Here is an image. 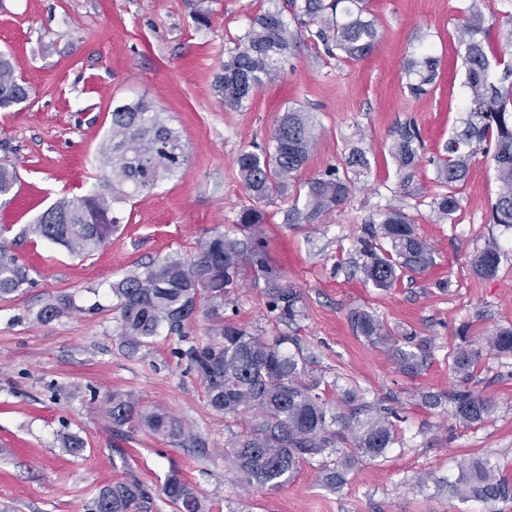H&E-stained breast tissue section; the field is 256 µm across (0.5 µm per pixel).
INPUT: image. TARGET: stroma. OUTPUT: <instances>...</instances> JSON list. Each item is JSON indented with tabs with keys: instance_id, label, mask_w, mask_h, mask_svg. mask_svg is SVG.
Here are the masks:
<instances>
[{
	"instance_id": "35a3bbf8",
	"label": "stroma",
	"mask_w": 512,
	"mask_h": 512,
	"mask_svg": "<svg viewBox=\"0 0 512 512\" xmlns=\"http://www.w3.org/2000/svg\"><path fill=\"white\" fill-rule=\"evenodd\" d=\"M193 0H0V50L14 55L30 90L27 102L0 112V163L14 166L24 186L0 208L6 238L33 284L0 300V512H88L95 492L133 474L159 486L178 466L205 497L209 512H487L485 504L450 498L436 481H452L466 458H491L512 479V358L483 353L476 388L497 408L484 424L465 427L418 403L422 390L451 386L448 354L456 332L481 338L512 327V228L490 221L498 183L493 165L476 157L456 187L461 209L436 220L442 186L435 162L465 117L468 90L456 24L471 0H370L379 41L362 60L328 57L307 30L282 64L241 109L214 91L221 65L270 0H206L208 25H198ZM440 60L425 95L412 96L403 66L422 48ZM151 100L176 128L188 156L183 173L124 204L120 231L99 251L77 256L23 228L57 199L86 194L101 176V146L112 109ZM300 106L316 118L320 137L299 181L344 168L352 147L369 166L355 175L344 205L316 224H288L293 200L265 205L263 236L270 265L300 290L296 322L276 320L263 285L244 280L224 315L265 336L299 337L337 390L403 405L398 441L384 458L363 461L341 490L319 484L303 467L277 491L244 486L224 460L245 423L215 412L204 388L176 351L209 341L211 322L197 315L184 336L160 333L128 354L115 333L110 285L139 264L169 255L190 258L214 232L235 231L249 200L235 158L267 145L278 116ZM421 135L411 185L402 188L389 147L400 125ZM402 207L433 248L436 264L384 291L357 267V239L385 210ZM502 249L495 277L476 276L470 260L489 241ZM67 294L74 310L43 323L37 312ZM373 311L388 327L432 338L428 367L416 379L397 373L388 355L356 336L350 309ZM132 393L143 409L175 417L201 440L192 445L144 428L127 441L113 434L105 396ZM83 439V455L62 449L63 434ZM126 457H119L117 447ZM432 476L428 486L420 476Z\"/></svg>"
}]
</instances>
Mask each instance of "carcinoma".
<instances>
[{"instance_id":"cac0c4a2","label":"carcinoma","mask_w":512,"mask_h":512,"mask_svg":"<svg viewBox=\"0 0 512 512\" xmlns=\"http://www.w3.org/2000/svg\"><path fill=\"white\" fill-rule=\"evenodd\" d=\"M299 24L315 25L316 42L331 57L360 60L377 43L378 23L366 0H288ZM459 29L467 118L455 130L437 161L436 180L448 192L433 201V212L448 219L460 207L454 188L463 182L478 155L490 156L499 185L491 204L490 220L512 227V58L499 46H512V13L498 17L485 13L483 4L472 2ZM296 39L283 11L274 6L251 19L234 53L224 60L214 89L224 106L238 109L265 82L279 77L281 63ZM439 59L429 52L411 57L404 66L406 87L414 96L428 93L435 83ZM29 89L16 73L13 59L0 52V112L26 102ZM391 155L408 185L415 165L420 135L412 124L393 132ZM319 137L311 113L296 107L285 109L274 127L272 147L243 150L235 164L252 204L242 209L237 224L244 238L215 232L189 259L167 256L144 263L140 271L112 284L114 308L119 316L116 335L130 351L151 343L162 327L183 335L188 319L196 312L201 294L208 295L212 339L178 349L189 372L203 385L211 408L226 416L243 417L246 427L229 443L225 460L248 486L278 490L290 483L306 465H316L320 480L337 490L362 460L386 456L398 442L400 409L371 401L353 392L340 403L329 401L321 389L322 378L309 368L310 357L298 338L260 336L224 319L221 308L249 273L264 282L270 312L280 321L293 322L301 315V292L281 282L269 264L261 236L264 212L259 204L295 193L288 210L290 224H316L340 208L352 190L348 174L333 169L305 183L297 173L308 163ZM112 177L101 178L79 198H61L41 212L23 230L36 238L58 244L78 256L103 247L122 223L119 205L152 191L163 179L185 169L187 155L179 132L168 125L154 104L144 97L112 109L110 136L102 144ZM18 178L13 167L0 164V205L10 202ZM360 270L367 282L381 290L394 287L407 273L422 274L435 265L433 248L419 236L412 219L392 207L379 224L365 229L358 248ZM501 262L500 246L491 241L474 257L472 267L484 278L496 275ZM32 286L26 266L0 238V298L17 296ZM74 309L70 296L60 295L36 314L50 322ZM348 320L356 335L383 349L396 371L410 379L422 374L431 356L432 339L408 330L388 328L374 312L353 308ZM450 354L448 370L454 379L449 392L423 391L421 405L442 409L451 405L453 415L467 427L486 422L495 402L473 389L475 366L482 356L467 327ZM487 350L512 357V328H496L484 337ZM107 417L113 431L127 437L140 426L164 438L197 441L185 425L170 415L146 412L131 393L107 397ZM173 512H207L193 486L174 466L159 487ZM448 494L462 501L486 504L512 499V482L488 459L470 461L458 478L448 483ZM155 493L131 475L124 481L99 488L91 499L90 512H151Z\"/></svg>"}]
</instances>
